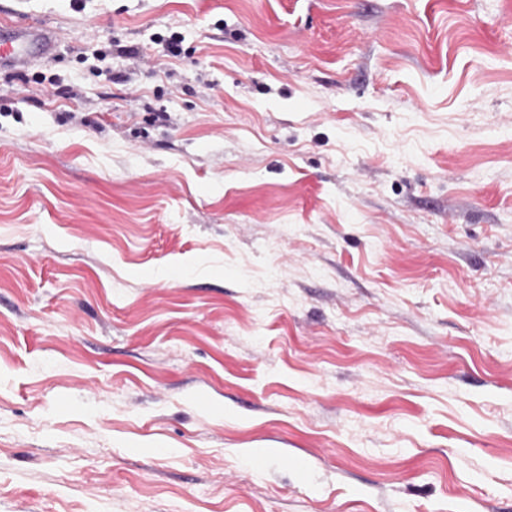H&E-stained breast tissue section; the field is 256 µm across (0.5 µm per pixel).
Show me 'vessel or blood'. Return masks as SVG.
<instances>
[{
  "mask_svg": "<svg viewBox=\"0 0 512 512\" xmlns=\"http://www.w3.org/2000/svg\"><path fill=\"white\" fill-rule=\"evenodd\" d=\"M57 36L44 26L18 25L0 28V65L25 71L37 59L52 56Z\"/></svg>",
  "mask_w": 512,
  "mask_h": 512,
  "instance_id": "b4317fda",
  "label": "vessel or blood"
}]
</instances>
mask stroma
Wrapping results in <instances>:
<instances>
[{
	"mask_svg": "<svg viewBox=\"0 0 512 512\" xmlns=\"http://www.w3.org/2000/svg\"><path fill=\"white\" fill-rule=\"evenodd\" d=\"M1 21L0 512H512V0ZM57 35L44 26L18 25L0 28V65L23 72L39 58L52 56Z\"/></svg>",
	"mask_w": 512,
	"mask_h": 512,
	"instance_id": "35a3bbf8",
	"label": "stroma"
}]
</instances>
